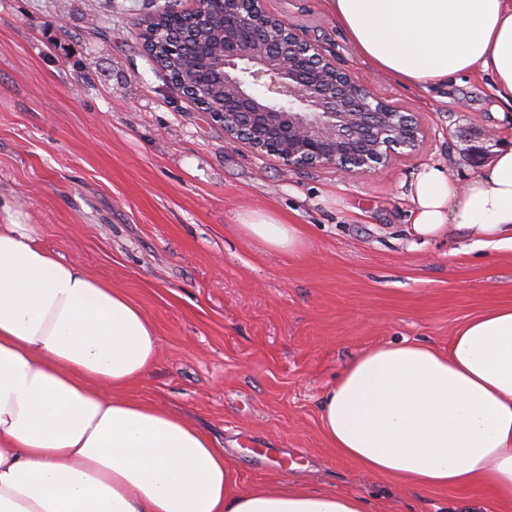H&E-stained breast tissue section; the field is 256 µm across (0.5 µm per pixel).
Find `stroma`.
<instances>
[{"label":"stroma","instance_id":"35a3bbf8","mask_svg":"<svg viewBox=\"0 0 512 512\" xmlns=\"http://www.w3.org/2000/svg\"><path fill=\"white\" fill-rule=\"evenodd\" d=\"M0 0V224L122 291L153 321L159 355L125 389L198 425L246 489L295 480L363 495L372 512H484L480 490L403 485L339 456L320 403L342 369L387 342L444 349L455 329L512 305V250L454 228L409 237V183L441 165L476 170L472 135L512 146L486 79L426 91L377 74L325 0H266L356 80L413 113L418 148L343 177L291 171L224 129L152 65L136 34L157 6L186 0ZM111 15L106 35L89 26ZM299 225L296 253L247 238L242 215ZM273 444L280 458L255 454Z\"/></svg>","mask_w":512,"mask_h":512}]
</instances>
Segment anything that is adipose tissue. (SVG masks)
<instances>
[{"instance_id": "adipose-tissue-1", "label": "adipose tissue", "mask_w": 512, "mask_h": 512, "mask_svg": "<svg viewBox=\"0 0 512 512\" xmlns=\"http://www.w3.org/2000/svg\"><path fill=\"white\" fill-rule=\"evenodd\" d=\"M356 52L406 86L483 73L512 112V0H326ZM410 232L447 227L512 249V148L465 182L440 166L409 185ZM270 251H300L298 225L242 218ZM160 339L121 291L0 224V512H369L363 496L284 482L236 488L235 467L197 426L121 397ZM323 434L364 471L426 489L479 487L512 512V305L423 343L355 358L320 405Z\"/></svg>"}]
</instances>
